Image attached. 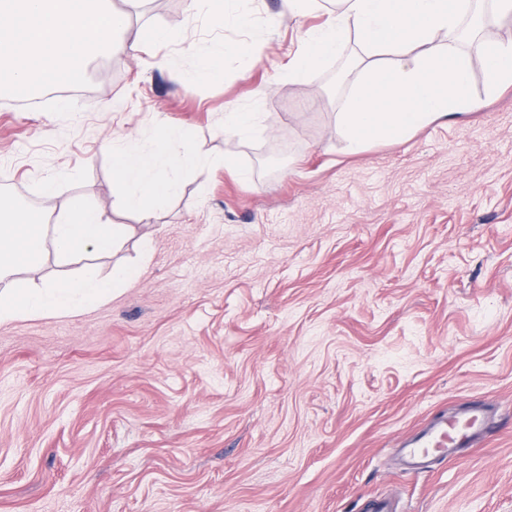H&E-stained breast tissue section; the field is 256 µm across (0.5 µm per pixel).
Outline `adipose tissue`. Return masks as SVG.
Returning <instances> with one entry per match:
<instances>
[{
    "mask_svg": "<svg viewBox=\"0 0 512 512\" xmlns=\"http://www.w3.org/2000/svg\"><path fill=\"white\" fill-rule=\"evenodd\" d=\"M297 16L323 10L327 21L308 29L289 59V83L338 60L349 43L360 49L345 77L336 118L354 151L377 141L406 139L429 124L470 112L477 105L470 59L459 32L482 5L499 18L512 19V0H282ZM487 92L512 84V41L488 39L481 46ZM158 146L142 149L129 136L112 140V174L121 187L124 210L152 218L178 193L176 178L161 170L177 162L204 173L210 160L191 145L181 129L165 125ZM132 233L84 198H71L65 210L41 223L39 215L0 195V322L29 315L73 314L102 304L121 286L137 279L140 267L118 264L102 274L92 255L113 252ZM61 265L78 264L75 276L35 288L18 283L19 269L41 268L48 255Z\"/></svg>",
    "mask_w": 512,
    "mask_h": 512,
    "instance_id": "ef3b65f1",
    "label": "adipose tissue"
}]
</instances>
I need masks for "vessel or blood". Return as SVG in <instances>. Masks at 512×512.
<instances>
[{"label":"vessel or blood","mask_w":512,"mask_h":512,"mask_svg":"<svg viewBox=\"0 0 512 512\" xmlns=\"http://www.w3.org/2000/svg\"><path fill=\"white\" fill-rule=\"evenodd\" d=\"M490 431L488 412L484 405H473L454 415H440L430 420L410 439L400 443L412 470L425 468L429 460L443 461L458 449L468 448Z\"/></svg>","instance_id":"vessel-or-blood-1"}]
</instances>
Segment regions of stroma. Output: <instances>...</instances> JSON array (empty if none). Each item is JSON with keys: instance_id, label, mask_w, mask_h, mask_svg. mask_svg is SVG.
Returning a JSON list of instances; mask_svg holds the SVG:
<instances>
[{"instance_id": "obj_1", "label": "stroma", "mask_w": 512, "mask_h": 512, "mask_svg": "<svg viewBox=\"0 0 512 512\" xmlns=\"http://www.w3.org/2000/svg\"><path fill=\"white\" fill-rule=\"evenodd\" d=\"M124 36L189 0H116ZM259 61L185 87L175 62L227 28L117 53L87 89L0 98V193L74 196L135 234L100 259L142 267L99 306L0 323V512H512V87L410 138L350 152L339 63L283 74L323 13L281 15ZM235 105L262 114L224 137ZM185 128L210 157L150 220L119 205L112 139ZM249 170H224L225 152ZM55 176L56 191L42 182ZM152 242L142 256L140 238ZM494 406L481 443L420 472L397 444L443 412ZM259 112L233 107L224 112V137L248 141L260 130Z\"/></svg>"}]
</instances>
